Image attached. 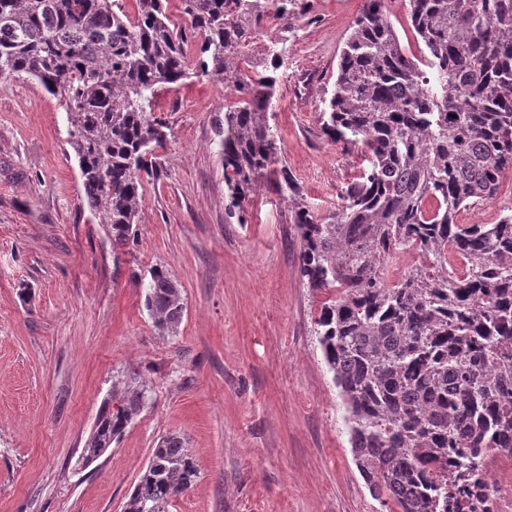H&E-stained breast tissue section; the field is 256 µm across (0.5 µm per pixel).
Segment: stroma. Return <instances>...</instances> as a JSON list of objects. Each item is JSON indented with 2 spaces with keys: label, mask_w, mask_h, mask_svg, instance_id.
Masks as SVG:
<instances>
[{
  "label": "stroma",
  "mask_w": 512,
  "mask_h": 512,
  "mask_svg": "<svg viewBox=\"0 0 512 512\" xmlns=\"http://www.w3.org/2000/svg\"><path fill=\"white\" fill-rule=\"evenodd\" d=\"M364 0H314L294 22L270 123L307 205L326 215L363 167L320 130L339 54ZM221 80L159 89L171 134L140 204L138 235L113 253L83 203L59 101L27 76L0 88V512H123L152 448L184 436L199 478L169 512H387L351 454L345 409L313 335L335 289L300 276L288 200L261 186L227 217L216 121ZM512 209V171L494 199L460 210L492 224ZM182 287L178 335L144 307V277ZM148 402L90 466L98 410L129 377Z\"/></svg>",
  "instance_id": "obj_1"
}]
</instances>
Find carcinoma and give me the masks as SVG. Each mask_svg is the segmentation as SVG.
<instances>
[{"mask_svg": "<svg viewBox=\"0 0 512 512\" xmlns=\"http://www.w3.org/2000/svg\"><path fill=\"white\" fill-rule=\"evenodd\" d=\"M406 2L421 57L406 55L384 0H365L341 51L322 132L361 149L368 165L325 218L299 199L287 167L271 169L281 150L269 121L277 71L312 0H179V10L200 34L195 74L237 98L219 131L225 213L244 223V201L265 183L288 194L302 278L337 290L313 333L370 495L399 512H493L488 461L512 430V212L494 224L455 217L492 199L512 169V0ZM136 5L129 15L120 0H0V84L25 74L61 102L84 198L115 252L135 238L144 184L158 172L149 153L167 139L152 99L188 75L167 0ZM408 249L419 264L385 281L384 265ZM450 249L466 260L460 274ZM146 278L148 315L177 335L178 280L158 265ZM146 402L134 378L112 392L83 465ZM198 475L186 439L166 435L124 512H169Z\"/></svg>", "mask_w": 512, "mask_h": 512, "instance_id": "1", "label": "carcinoma"}]
</instances>
